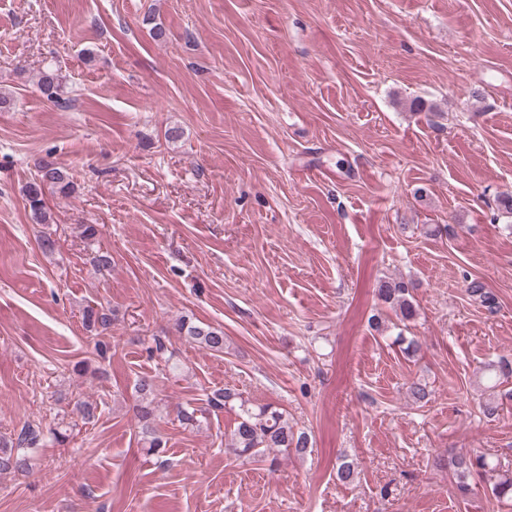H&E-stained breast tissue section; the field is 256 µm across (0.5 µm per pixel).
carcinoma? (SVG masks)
Segmentation results:
<instances>
[{
	"mask_svg": "<svg viewBox=\"0 0 512 512\" xmlns=\"http://www.w3.org/2000/svg\"><path fill=\"white\" fill-rule=\"evenodd\" d=\"M37 86L48 101L59 108H68L71 99L65 97L64 77L59 70L48 68L41 73ZM68 195L74 191L72 176L67 170L50 160L38 164L37 174L24 188L25 208L33 224L49 223V209L45 200V189ZM414 284L404 281H386L379 288V296L387 303L395 305L396 316L401 321L413 319L417 310L413 301ZM467 293L473 301L494 311L496 297L480 281L467 285ZM83 324L96 335L105 333L112 326V311L87 308L83 313ZM179 332L191 341L214 353L224 352V332L207 324H196L182 319L177 324ZM135 391L139 394V404L135 408V418L141 433L150 437L148 448L154 451L164 447L161 437L156 435V384L155 379L143 376L136 380ZM210 406L221 408L239 406L238 421L225 441V452L238 458L259 459L271 448H283L299 457L307 454L311 445L310 436L304 431H294L288 416L280 408L266 404L252 408L243 401L236 389L226 387L208 398ZM43 440V430L31 423L21 428L17 436L7 444L0 441V474L28 476L35 463L31 449L39 447ZM448 469L459 478V489L469 491L468 479L491 471L481 456L455 455L448 458ZM357 472L354 464L342 457L336 468V478L343 484L355 480ZM498 499H512V475L504 474L495 479L491 488Z\"/></svg>",
	"mask_w": 512,
	"mask_h": 512,
	"instance_id": "carcinoma-1",
	"label": "carcinoma"
}]
</instances>
